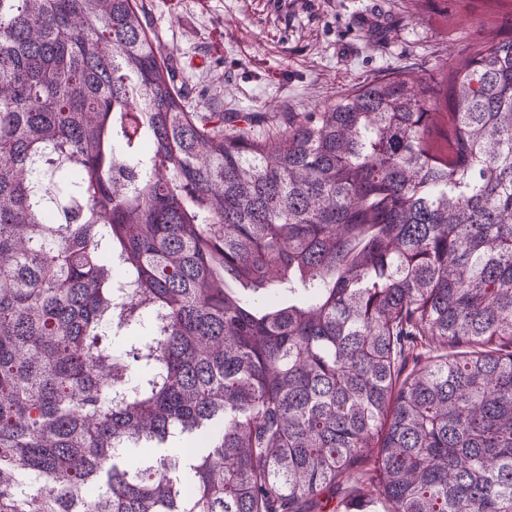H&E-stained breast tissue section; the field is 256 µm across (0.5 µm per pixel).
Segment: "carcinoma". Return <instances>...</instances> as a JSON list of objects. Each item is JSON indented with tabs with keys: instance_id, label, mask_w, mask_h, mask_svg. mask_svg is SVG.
I'll return each mask as SVG.
<instances>
[{
	"instance_id": "obj_1",
	"label": "carcinoma",
	"mask_w": 512,
	"mask_h": 512,
	"mask_svg": "<svg viewBox=\"0 0 512 512\" xmlns=\"http://www.w3.org/2000/svg\"><path fill=\"white\" fill-rule=\"evenodd\" d=\"M158 54L0 0V512H512V35L273 141ZM326 505L314 512H386L379 492L374 487L361 486V491L345 492L337 489L336 493H324Z\"/></svg>"
}]
</instances>
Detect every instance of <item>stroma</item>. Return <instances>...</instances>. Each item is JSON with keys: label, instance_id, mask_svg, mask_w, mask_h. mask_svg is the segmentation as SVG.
I'll use <instances>...</instances> for the list:
<instances>
[{"label": "stroma", "instance_id": "1", "mask_svg": "<svg viewBox=\"0 0 512 512\" xmlns=\"http://www.w3.org/2000/svg\"><path fill=\"white\" fill-rule=\"evenodd\" d=\"M146 30L194 112L250 114L282 130L379 75L460 66L512 34V0H137ZM223 49H216V36ZM322 512H386L375 488L323 494Z\"/></svg>", "mask_w": 512, "mask_h": 512}]
</instances>
